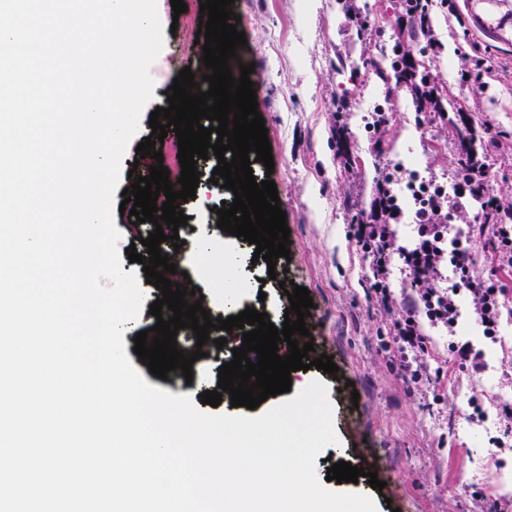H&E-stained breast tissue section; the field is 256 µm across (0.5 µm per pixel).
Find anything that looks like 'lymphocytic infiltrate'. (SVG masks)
I'll use <instances>...</instances> for the list:
<instances>
[{
	"instance_id": "1",
	"label": "lymphocytic infiltrate",
	"mask_w": 512,
	"mask_h": 512,
	"mask_svg": "<svg viewBox=\"0 0 512 512\" xmlns=\"http://www.w3.org/2000/svg\"><path fill=\"white\" fill-rule=\"evenodd\" d=\"M485 178L486 171L481 166L460 170L453 196L420 203L415 211L413 248L397 244L395 225L401 214L391 208V189L386 180H379L368 214L352 226L357 244L370 259L371 298L391 318V339L385 344L388 361L412 390H421L461 369L477 374L485 367L482 352L467 342L452 344L444 365L432 367L426 357L427 338L419 315H426L431 324L453 328L458 318L456 298L464 292L471 297L486 335L492 336L502 311L512 306V290L499 279L501 272L512 269V209L483 196ZM475 209L481 215L494 216L490 223L474 222L471 233L493 264L487 277L474 273L469 253L453 257L448 251L450 216L465 218ZM396 257L410 277V289L399 300L393 297L388 284L391 261ZM449 264L457 268L459 279L443 288L439 285L441 271Z\"/></svg>"
}]
</instances>
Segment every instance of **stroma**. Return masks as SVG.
Segmentation results:
<instances>
[{
  "label": "stroma",
  "mask_w": 512,
  "mask_h": 512,
  "mask_svg": "<svg viewBox=\"0 0 512 512\" xmlns=\"http://www.w3.org/2000/svg\"><path fill=\"white\" fill-rule=\"evenodd\" d=\"M367 25L358 37L336 0H233L247 43L230 59L232 73L254 64L250 79L258 111L265 120L272 147L273 170L253 163L257 180L273 178L291 230L290 255L275 268L266 261L243 269L248 288L243 307L265 312L282 326L291 303L282 285L294 281L307 288L314 302L305 317L311 358L332 356L338 366L331 375L317 369L296 371L293 382L320 380L328 386L333 406L332 426L337 448H325L315 460L319 479H326L329 460L338 456L360 468H375L383 490L370 487L366 477L346 483L344 491H362L373 498L377 512H470L473 495L485 497L484 512L512 498V453L497 452L495 442L505 429L499 415L503 401L512 400V317H502L496 340H488L467 295H459L460 318L455 333L423 324L433 358L446 360L451 340L471 343L485 362L478 375L459 372L411 392L403 377L387 364L381 328L384 314L370 294L369 262L352 237L355 212L368 205L390 158L416 161L428 177L451 178L459 142L448 126L416 129L410 95L390 100L383 130L367 123V108L382 95L383 86L366 69L378 53L377 34L396 39L400 15L389 0H357ZM168 31L164 47L152 65L154 98L140 120L134 145L122 160V188L127 172L146 177L154 161L138 159L137 143L151 136L150 114L167 107L166 94L183 68L200 73L203 50L196 44L197 25L174 24L170 0H157ZM432 35L441 47L427 64L437 77L450 122L471 124L481 137L477 152L492 172L490 192L502 205H512V0H431ZM485 58L488 72L478 85H460L461 71ZM351 132L354 163L343 167L336 141L337 123ZM212 160H199V184L204 197L184 203L188 218L178 234L183 245L161 244L163 253L180 255L196 295L213 317L224 315V303L194 245L210 238L216 248L253 255L255 247L217 225L216 207L231 201L228 189H209ZM231 345L209 350L197 359L192 380L181 371L167 379L149 370L141 375L151 386L174 395L191 396L202 404L204 391L218 387L219 369L232 359Z\"/></svg>",
  "instance_id": "1"
}]
</instances>
